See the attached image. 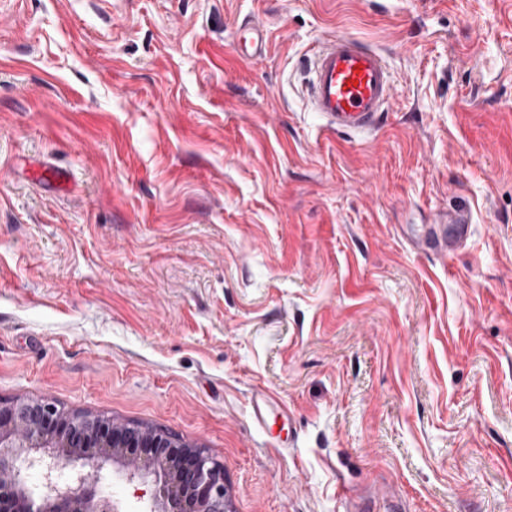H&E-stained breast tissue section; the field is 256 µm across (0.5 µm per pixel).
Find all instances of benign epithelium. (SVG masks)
<instances>
[{"label":"benign epithelium","mask_w":512,"mask_h":512,"mask_svg":"<svg viewBox=\"0 0 512 512\" xmlns=\"http://www.w3.org/2000/svg\"><path fill=\"white\" fill-rule=\"evenodd\" d=\"M113 459L132 475L160 478L147 512H226L224 466L205 448L47 400L0 404V512H121L100 493L103 465ZM72 461L81 466L64 488L61 470Z\"/></svg>","instance_id":"7a95c632"}]
</instances>
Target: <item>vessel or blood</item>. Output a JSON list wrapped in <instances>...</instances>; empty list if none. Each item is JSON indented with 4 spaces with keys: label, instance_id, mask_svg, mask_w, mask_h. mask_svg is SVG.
Wrapping results in <instances>:
<instances>
[{
    "label": "vessel or blood",
    "instance_id": "obj_1",
    "mask_svg": "<svg viewBox=\"0 0 512 512\" xmlns=\"http://www.w3.org/2000/svg\"><path fill=\"white\" fill-rule=\"evenodd\" d=\"M235 54L244 60L265 53L262 28L252 25L240 30ZM308 105L320 113L330 130L362 132L381 126L393 98L394 77L379 49L347 35L337 34L319 46L312 61ZM471 215L456 211L447 223L436 224L420 248L436 255L467 239Z\"/></svg>",
    "mask_w": 512,
    "mask_h": 512
}]
</instances>
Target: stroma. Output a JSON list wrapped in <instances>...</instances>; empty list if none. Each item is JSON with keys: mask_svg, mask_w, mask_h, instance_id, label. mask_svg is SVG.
Listing matches in <instances>:
<instances>
[{"mask_svg": "<svg viewBox=\"0 0 512 512\" xmlns=\"http://www.w3.org/2000/svg\"><path fill=\"white\" fill-rule=\"evenodd\" d=\"M338 33L395 74L376 132L307 107ZM35 398L207 448L230 512H512V0H0V402ZM235 54L244 60H253L265 54V38L262 28L252 25L240 30L233 48ZM432 235L423 240L418 247L433 255H445L448 250L468 238L471 227V215L467 210H458L448 216V225L436 220Z\"/></svg>", "mask_w": 512, "mask_h": 512, "instance_id": "35a3bbf8", "label": "stroma"}]
</instances>
